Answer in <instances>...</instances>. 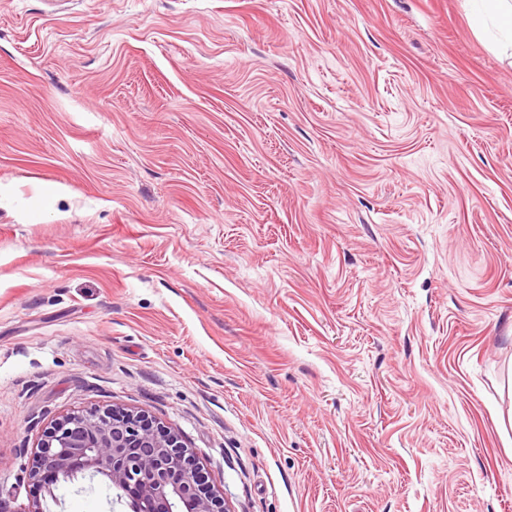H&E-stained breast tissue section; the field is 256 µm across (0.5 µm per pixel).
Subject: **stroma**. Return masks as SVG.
I'll return each instance as SVG.
<instances>
[{
	"label": "stroma",
	"instance_id": "stroma-1",
	"mask_svg": "<svg viewBox=\"0 0 512 512\" xmlns=\"http://www.w3.org/2000/svg\"><path fill=\"white\" fill-rule=\"evenodd\" d=\"M97 405L227 512H512V62L464 0H0V512Z\"/></svg>",
	"mask_w": 512,
	"mask_h": 512
}]
</instances>
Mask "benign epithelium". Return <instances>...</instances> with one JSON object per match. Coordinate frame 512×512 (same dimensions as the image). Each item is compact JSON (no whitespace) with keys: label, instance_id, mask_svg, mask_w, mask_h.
Listing matches in <instances>:
<instances>
[{"label":"benign epithelium","instance_id":"1","mask_svg":"<svg viewBox=\"0 0 512 512\" xmlns=\"http://www.w3.org/2000/svg\"><path fill=\"white\" fill-rule=\"evenodd\" d=\"M90 472L106 477L134 512H225L181 437L150 416L116 407L66 414L45 427L29 480L53 482Z\"/></svg>","mask_w":512,"mask_h":512}]
</instances>
